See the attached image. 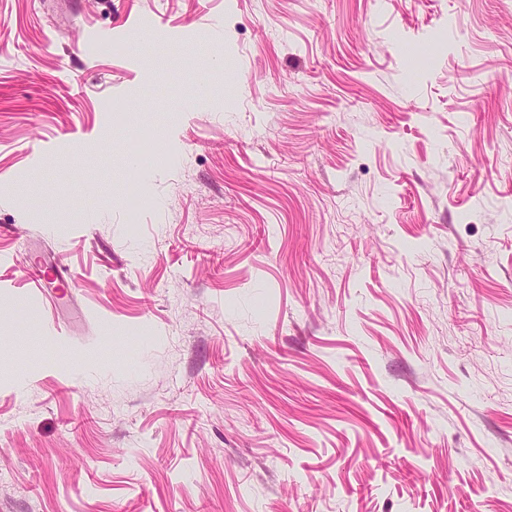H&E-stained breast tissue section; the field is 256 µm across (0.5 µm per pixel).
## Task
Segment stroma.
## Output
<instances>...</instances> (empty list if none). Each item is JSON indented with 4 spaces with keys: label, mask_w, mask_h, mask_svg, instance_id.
<instances>
[{
    "label": "stroma",
    "mask_w": 512,
    "mask_h": 512,
    "mask_svg": "<svg viewBox=\"0 0 512 512\" xmlns=\"http://www.w3.org/2000/svg\"><path fill=\"white\" fill-rule=\"evenodd\" d=\"M0 512H512V0H0ZM26 277L27 283L30 285L28 288H32L30 294L38 301H43L46 298L44 288H58L51 287L53 282L47 278L46 273L37 263L30 266Z\"/></svg>",
    "instance_id": "35a3bbf8"
}]
</instances>
